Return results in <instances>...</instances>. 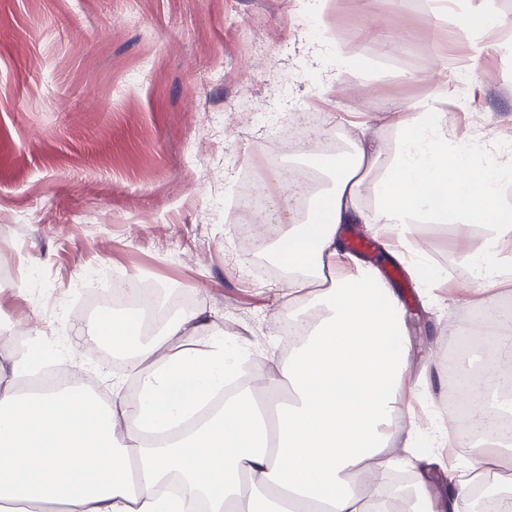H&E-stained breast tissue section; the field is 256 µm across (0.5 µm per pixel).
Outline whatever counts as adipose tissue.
Masks as SVG:
<instances>
[{
	"label": "adipose tissue",
	"mask_w": 512,
	"mask_h": 512,
	"mask_svg": "<svg viewBox=\"0 0 512 512\" xmlns=\"http://www.w3.org/2000/svg\"><path fill=\"white\" fill-rule=\"evenodd\" d=\"M391 167L376 186L381 203L364 209L363 174L376 162L360 140L344 153L312 155L333 187L270 248L288 270V295L316 301L318 313L265 385L290 397L268 426L243 362L253 347L209 332L204 310L171 317L141 340L132 315L97 318L86 344L132 352L136 398L104 402L79 386L26 391L19 377L46 362L81 370L65 344L0 363V512L24 504L61 512H387L378 477L397 449L423 462V449L470 448L476 471L499 464L488 434L449 439L439 421L419 426L406 412L422 402L405 333L404 303L377 270L345 250L344 224L376 225L386 252L410 258L413 217L472 224L492 234L460 253L472 271L469 293L498 303L512 267V209L500 189L512 182V144L499 139L450 141L433 113L408 104ZM372 477L368 489L354 481Z\"/></svg>",
	"instance_id": "obj_1"
}]
</instances>
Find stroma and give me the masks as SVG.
<instances>
[{
    "instance_id": "obj_1",
    "label": "stroma",
    "mask_w": 512,
    "mask_h": 512,
    "mask_svg": "<svg viewBox=\"0 0 512 512\" xmlns=\"http://www.w3.org/2000/svg\"><path fill=\"white\" fill-rule=\"evenodd\" d=\"M484 8L512 29V0H333L324 20L294 0H0V338L78 344L71 311L92 275L148 277L160 306L191 296L217 331L253 343L258 372L287 353L275 336L287 278L266 258L302 212L270 171L263 249L229 209L237 174L278 127L301 131L286 161L370 125L380 179L399 140L397 121L433 85L468 66L471 108L441 101L449 139L512 138V63L462 25ZM359 55L358 75L317 62L321 27ZM426 262L445 287L404 290L415 369L440 354L474 306L453 272L466 242L448 224H418Z\"/></svg>"
}]
</instances>
